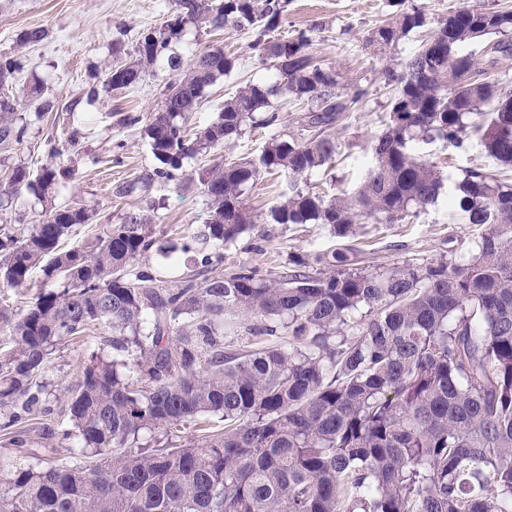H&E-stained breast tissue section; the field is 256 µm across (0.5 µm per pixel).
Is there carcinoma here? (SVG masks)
Here are the masks:
<instances>
[{
    "label": "carcinoma",
    "mask_w": 512,
    "mask_h": 512,
    "mask_svg": "<svg viewBox=\"0 0 512 512\" xmlns=\"http://www.w3.org/2000/svg\"><path fill=\"white\" fill-rule=\"evenodd\" d=\"M390 2L391 18L365 39L377 53L427 25L413 0ZM174 5L89 96L134 87L161 59L179 72L143 127L167 181L185 159L233 145L249 126L275 130L258 158L195 174L207 218L185 254L219 249L256 224L245 198L264 172L289 178L270 223L320 224L350 238L362 220L394 224L436 203L443 176L415 153L419 142L459 149L474 140L512 169V90L494 77L498 58L512 54V10L461 7L406 61L385 65L394 93L371 166L352 194L328 199L298 179L332 166L331 130L366 92L347 90L339 67L312 54L306 31H284L288 0ZM189 24L252 30L259 64L279 61L272 82L240 88L192 135L190 114L237 58L209 47L184 64L177 45ZM23 68L21 57H1L0 88ZM283 92L307 105L295 133L277 132L284 117L271 97ZM27 97L40 118L54 109L38 85ZM20 106L16 97L0 103V154L26 139ZM69 175L16 164L0 183L1 210L24 191L41 206L26 233L0 224V288L29 286L37 268L51 283L25 309L0 306L9 337L0 430L21 446L37 417L43 439L70 453L65 463L0 464V512H512V179L469 169L448 197L453 215L486 227L467 263L365 272L340 251L322 268L300 262L262 278L245 266L217 271L206 255L203 269L170 288L140 266L152 252L179 262L144 213L60 250L93 216L54 202ZM227 314L277 321L292 340L226 352ZM96 328L111 334V351L90 350L57 412L37 379L58 346ZM213 415L223 427L200 425ZM187 424L203 432L201 444L172 443Z\"/></svg>",
    "instance_id": "obj_1"
}]
</instances>
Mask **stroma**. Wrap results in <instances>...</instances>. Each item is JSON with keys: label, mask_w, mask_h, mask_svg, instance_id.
Segmentation results:
<instances>
[{"label": "stroma", "mask_w": 512, "mask_h": 512, "mask_svg": "<svg viewBox=\"0 0 512 512\" xmlns=\"http://www.w3.org/2000/svg\"><path fill=\"white\" fill-rule=\"evenodd\" d=\"M389 0H290L285 27L307 31L311 51L339 65L348 78L366 90L360 111L350 113L335 130L338 155L327 170L300 178L302 188L334 197L352 192L371 162L370 142L381 133L391 92L380 77L388 61H403L419 46L418 34H410L384 54L366 50L363 43L371 30L390 13ZM171 15L159 0H0V57L23 54L25 67L13 82L16 96H24L37 83L56 107L44 120H36L37 106L22 108L30 119L26 141L7 154H0V171L14 164L39 170L48 159L50 146L64 150L57 163L69 168L71 178L61 181L57 200L77 201L96 212L93 223L77 228L68 238L76 245L93 236L105 224L121 223L126 213L149 212L161 239L189 242L207 217L205 199L190 177L198 168L221 161V152L185 160L184 177L171 182L158 178V166L143 137L142 121L161 102L165 86L176 72L165 64L150 66L136 88L89 96L104 66L116 64L114 42L132 49L143 31L160 26ZM43 27L42 42L18 48L22 31ZM251 31L187 27L179 51L183 55L212 45L234 54L233 72L205 90L204 100L189 124L203 127L214 121L224 100L249 84L262 83L270 73L261 66L251 45ZM79 130L78 146L66 149L72 130ZM417 153L442 172L447 193L427 209L394 224H358L352 243L359 251L357 265L367 271L383 270L407 262L466 255L482 226L453 218L448 210V192L454 191L467 169L492 167L476 144L450 149L445 141L418 144ZM288 191L284 174L263 173L251 188L246 204L255 213L280 205ZM340 243L318 224H258L224 246V270L246 266L260 276L292 268L294 259L314 261L330 254ZM103 333L57 350L41 380L51 397L60 398L79 378L88 349L102 345Z\"/></svg>", "instance_id": "35a3bbf8"}]
</instances>
